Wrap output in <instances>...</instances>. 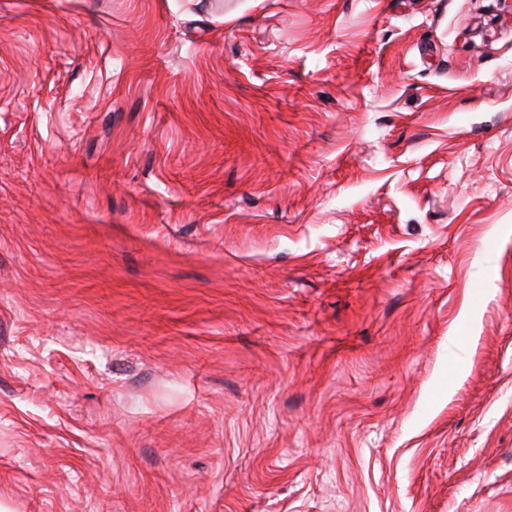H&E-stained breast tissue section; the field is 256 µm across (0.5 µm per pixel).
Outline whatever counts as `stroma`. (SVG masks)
<instances>
[{"label": "stroma", "instance_id": "1", "mask_svg": "<svg viewBox=\"0 0 512 512\" xmlns=\"http://www.w3.org/2000/svg\"><path fill=\"white\" fill-rule=\"evenodd\" d=\"M0 512H512V0H0Z\"/></svg>", "mask_w": 512, "mask_h": 512}]
</instances>
